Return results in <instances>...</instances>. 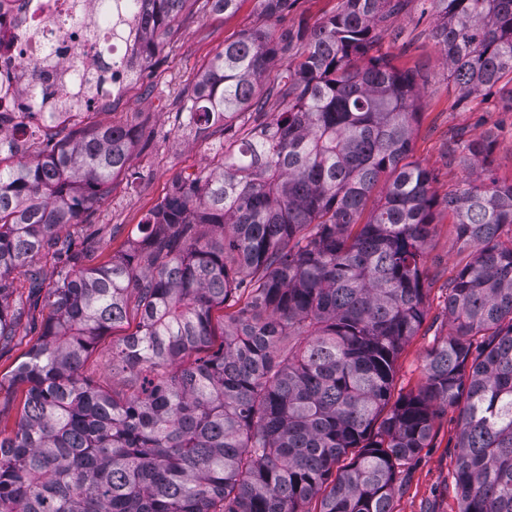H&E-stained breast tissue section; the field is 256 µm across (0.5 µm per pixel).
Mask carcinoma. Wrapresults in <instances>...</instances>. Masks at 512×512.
Masks as SVG:
<instances>
[{"label": "carcinoma", "mask_w": 512, "mask_h": 512, "mask_svg": "<svg viewBox=\"0 0 512 512\" xmlns=\"http://www.w3.org/2000/svg\"><path fill=\"white\" fill-rule=\"evenodd\" d=\"M189 2L103 0L112 34L137 25V54L119 60L133 78ZM257 2L272 18L297 0ZM433 2L459 91L498 85L512 99V0ZM399 6L341 0L313 26L225 44L187 95L189 122L262 111L263 77L293 51L301 62L269 88L282 110L224 141L206 175L176 180L104 264H91L92 237L58 232L129 168L141 134L105 125L59 140L75 116L36 111L23 130L45 143L41 158L0 141V338L26 309L47 310L13 376L15 428L0 431V512H310L316 498L319 512H393L395 482L448 407L460 512H512V183L466 180L448 195L473 258L448 285L450 331L423 384L392 400L424 320L437 205L432 172L412 160L416 76L371 54ZM455 148L490 170L489 139ZM49 254L62 269L46 286L32 263ZM131 304L139 321L112 348L130 386L116 397L85 365ZM235 305L211 349L213 310Z\"/></svg>", "instance_id": "cac0c4a2"}]
</instances>
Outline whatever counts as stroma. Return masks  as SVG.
<instances>
[{
  "instance_id": "obj_1",
  "label": "stroma",
  "mask_w": 512,
  "mask_h": 512,
  "mask_svg": "<svg viewBox=\"0 0 512 512\" xmlns=\"http://www.w3.org/2000/svg\"><path fill=\"white\" fill-rule=\"evenodd\" d=\"M339 0H298L294 8L270 20L260 14L257 0H245L234 14L223 15L196 0L178 34L164 43L154 64L120 96L99 100L95 109L83 113L82 126L121 125L141 131L129 171L116 177L107 194L73 227L79 237L95 234L99 249L95 263H104L125 251L132 232L145 216L171 192L176 177L203 170L220 152L225 134L243 135L253 127L254 116L243 113L230 124H190L182 115L184 91L200 79L208 62L244 31L264 24L281 33L297 24L321 22L335 13ZM438 16L430 0H408L404 10L384 24L381 53L402 71L415 73L421 95L412 156L432 170V190L437 200L436 229L427 249V316L419 331L403 347L395 364L394 394L417 389L423 380L427 353L448 334L446 300L448 281L469 263L473 250L459 240L444 201L461 187L472 169L469 160L451 153L458 133L479 135L493 141V172L503 182L512 181V108L499 88L461 96L448 76V67L435 38ZM139 320L129 311L126 321L104 337L86 369L102 386L127 391L126 374L112 370V348L134 331ZM41 311L23 318L17 336L0 342V429L11 431L23 402L20 388L10 379L41 332ZM459 415L448 409L436 421L427 448L404 468L402 480L392 495L393 512H459L460 500L453 479L458 454Z\"/></svg>"
}]
</instances>
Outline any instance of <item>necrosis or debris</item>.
I'll return each mask as SVG.
<instances>
[{"mask_svg": "<svg viewBox=\"0 0 512 512\" xmlns=\"http://www.w3.org/2000/svg\"><path fill=\"white\" fill-rule=\"evenodd\" d=\"M99 0H0V140L21 141L19 122L29 111L32 65L47 112H87L120 90L129 71L114 54H131L136 31L126 28L105 43Z\"/></svg>", "mask_w": 512, "mask_h": 512, "instance_id": "obj_1", "label": "necrosis or debris"}]
</instances>
